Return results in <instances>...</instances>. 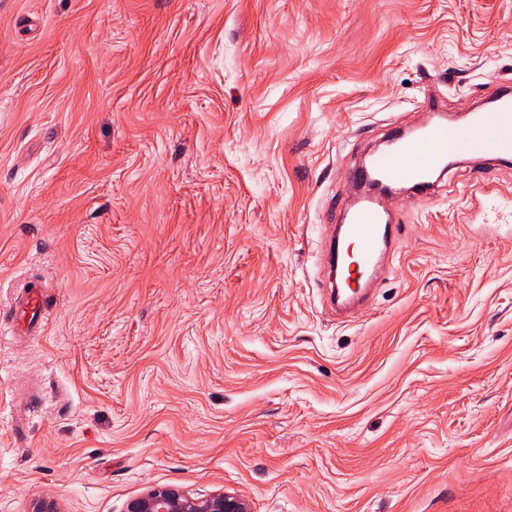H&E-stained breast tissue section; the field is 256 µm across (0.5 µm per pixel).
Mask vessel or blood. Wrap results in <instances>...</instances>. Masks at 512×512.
Returning <instances> with one entry per match:
<instances>
[{
	"label": "vessel or blood",
	"mask_w": 512,
	"mask_h": 512,
	"mask_svg": "<svg viewBox=\"0 0 512 512\" xmlns=\"http://www.w3.org/2000/svg\"><path fill=\"white\" fill-rule=\"evenodd\" d=\"M387 138L389 150L375 155L370 165L353 166L350 178L356 182L376 178L386 183H407L414 198L432 197L449 155L465 153L480 159L512 148V91L501 93L490 109L474 113L468 127L427 124L413 138L395 127ZM397 232L396 219L377 201L342 212L326 255L336 272L335 286L328 290L327 299L338 313L370 297L385 271ZM41 305L42 293L37 288L16 300L17 319L30 331L41 327Z\"/></svg>",
	"instance_id": "1"
}]
</instances>
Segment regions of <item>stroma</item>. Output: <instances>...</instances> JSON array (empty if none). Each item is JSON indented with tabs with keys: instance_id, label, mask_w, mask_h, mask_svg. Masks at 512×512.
<instances>
[{
	"instance_id": "35a3bbf8",
	"label": "stroma",
	"mask_w": 512,
	"mask_h": 512,
	"mask_svg": "<svg viewBox=\"0 0 512 512\" xmlns=\"http://www.w3.org/2000/svg\"><path fill=\"white\" fill-rule=\"evenodd\" d=\"M512 80V0H0V512H512V248L467 160L324 306L348 170ZM42 303V293L39 288H30L24 295L17 298L15 314L22 326L28 325L30 331L37 333L41 327L38 312ZM127 512H250L248 503L239 495L216 493L197 499L178 487H156L133 499Z\"/></svg>"
}]
</instances>
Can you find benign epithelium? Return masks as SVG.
<instances>
[{"mask_svg": "<svg viewBox=\"0 0 512 512\" xmlns=\"http://www.w3.org/2000/svg\"><path fill=\"white\" fill-rule=\"evenodd\" d=\"M127 512H250L246 500L236 494L216 493L197 499L178 487H156L132 500Z\"/></svg>", "mask_w": 512, "mask_h": 512, "instance_id": "1", "label": "benign epithelium"}]
</instances>
